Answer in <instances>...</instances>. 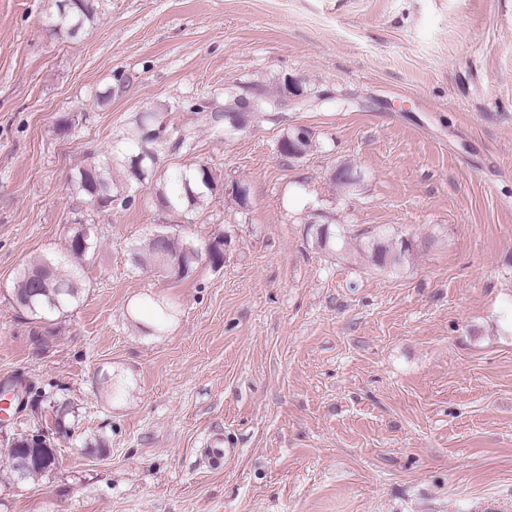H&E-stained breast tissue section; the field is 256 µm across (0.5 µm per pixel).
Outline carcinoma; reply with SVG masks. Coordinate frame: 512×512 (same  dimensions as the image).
I'll list each match as a JSON object with an SVG mask.
<instances>
[{
  "instance_id": "carcinoma-1",
  "label": "carcinoma",
  "mask_w": 512,
  "mask_h": 512,
  "mask_svg": "<svg viewBox=\"0 0 512 512\" xmlns=\"http://www.w3.org/2000/svg\"><path fill=\"white\" fill-rule=\"evenodd\" d=\"M96 16L94 0H55L54 10L47 18V24L57 34L70 38L76 37ZM300 128L296 127L278 144L281 156L291 160H300L313 149V136L298 138ZM194 137V132L186 127H174L166 124L157 112H144L139 115L135 125L127 132V143L137 152L113 155L104 161H90L77 169L67 184L68 189L86 197L87 201L105 209L120 199L122 204L130 206L134 199L123 198L114 193L112 166L118 164L125 169L126 182H142L153 175L157 160L156 147L168 140H174L179 146ZM361 176L349 165H343L336 174V186L340 193L351 194L359 187ZM218 189L212 169L201 163L181 176L180 189L171 194L158 191V196L168 210L185 213L202 207L209 196ZM97 244L94 234L86 231V225L80 223L74 228L66 242V255H42L23 268L13 283L12 299L29 315L37 319H47L62 314L76 304L83 290L80 272L82 264ZM417 244L403 237L396 239L388 233H378L366 240V252L369 262L380 270H392L407 262ZM210 265L214 268L224 263V241L214 240L206 246L205 252ZM202 252L192 242L172 235H157L141 245L134 260L141 266L158 269L174 278L188 275L198 264ZM27 298L29 304L20 303ZM29 444L27 435L21 434L9 443L8 466L6 474L13 481H34L50 471V468L34 465L25 472H19L21 456L19 449Z\"/></svg>"
}]
</instances>
